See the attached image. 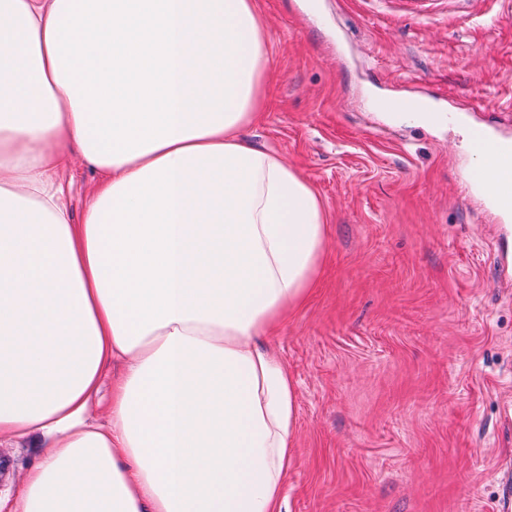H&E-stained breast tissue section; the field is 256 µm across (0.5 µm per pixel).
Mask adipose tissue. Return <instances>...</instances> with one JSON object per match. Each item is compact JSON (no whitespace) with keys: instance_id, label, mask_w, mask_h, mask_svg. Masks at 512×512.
<instances>
[{"instance_id":"adipose-tissue-1","label":"adipose tissue","mask_w":512,"mask_h":512,"mask_svg":"<svg viewBox=\"0 0 512 512\" xmlns=\"http://www.w3.org/2000/svg\"><path fill=\"white\" fill-rule=\"evenodd\" d=\"M268 63L255 0H0V442L35 452L13 512H285L296 385L263 339L327 225L239 135ZM74 153L100 175L77 224Z\"/></svg>"}]
</instances>
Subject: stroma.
Here are the masks:
<instances>
[{"label": "stroma", "mask_w": 512, "mask_h": 512, "mask_svg": "<svg viewBox=\"0 0 512 512\" xmlns=\"http://www.w3.org/2000/svg\"><path fill=\"white\" fill-rule=\"evenodd\" d=\"M265 106L243 137L321 198L307 303L270 344L297 388L290 512H496L512 468V216L473 195L471 134L512 140V6L257 0ZM444 121H388L378 99ZM32 454L0 445V495Z\"/></svg>", "instance_id": "1"}]
</instances>
